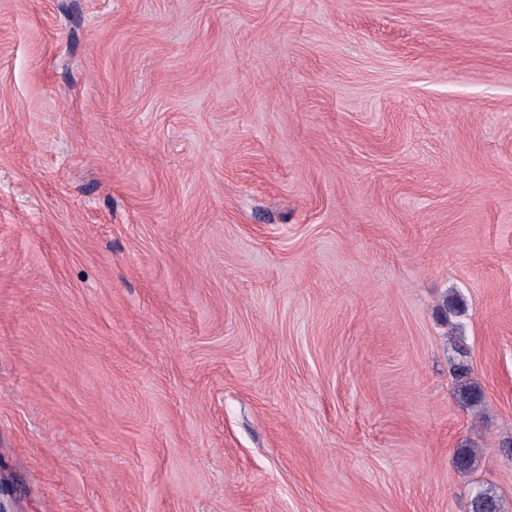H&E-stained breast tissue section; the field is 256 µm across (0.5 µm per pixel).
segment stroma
Returning <instances> with one entry per match:
<instances>
[{"label":"stroma","instance_id":"obj_1","mask_svg":"<svg viewBox=\"0 0 512 512\" xmlns=\"http://www.w3.org/2000/svg\"><path fill=\"white\" fill-rule=\"evenodd\" d=\"M479 486L512 512V0H0L7 512ZM455 375L458 380L457 394L460 400L468 405L475 406L482 399L480 387L469 377L470 367L464 361L456 364Z\"/></svg>","mask_w":512,"mask_h":512}]
</instances>
